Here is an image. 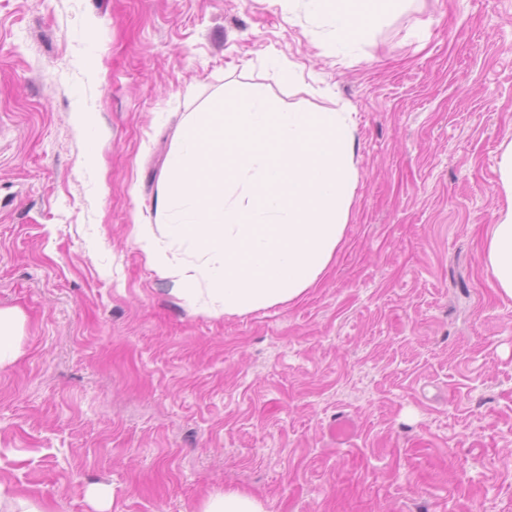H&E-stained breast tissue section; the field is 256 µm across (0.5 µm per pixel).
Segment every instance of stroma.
Here are the masks:
<instances>
[{
  "instance_id": "1",
  "label": "stroma",
  "mask_w": 512,
  "mask_h": 512,
  "mask_svg": "<svg viewBox=\"0 0 512 512\" xmlns=\"http://www.w3.org/2000/svg\"><path fill=\"white\" fill-rule=\"evenodd\" d=\"M232 92L349 113L355 181L313 286L215 316L135 227ZM509 140L512 0H404L344 50L305 0H0V512H512V299L481 262ZM22 329V318L13 309L0 308V367L10 363L20 355L17 336ZM264 508L256 498L251 495L224 491L210 496L202 512H264Z\"/></svg>"
}]
</instances>
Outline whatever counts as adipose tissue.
I'll return each mask as SVG.
<instances>
[{
    "mask_svg": "<svg viewBox=\"0 0 512 512\" xmlns=\"http://www.w3.org/2000/svg\"><path fill=\"white\" fill-rule=\"evenodd\" d=\"M392 0H308L314 14L331 15L333 33L339 46H347L362 31L377 23ZM500 186L509 200L496 224L490 228L482 256L484 270L495 291L512 298V141L504 144L499 160Z\"/></svg>",
    "mask_w": 512,
    "mask_h": 512,
    "instance_id": "1",
    "label": "adipose tissue"
}]
</instances>
